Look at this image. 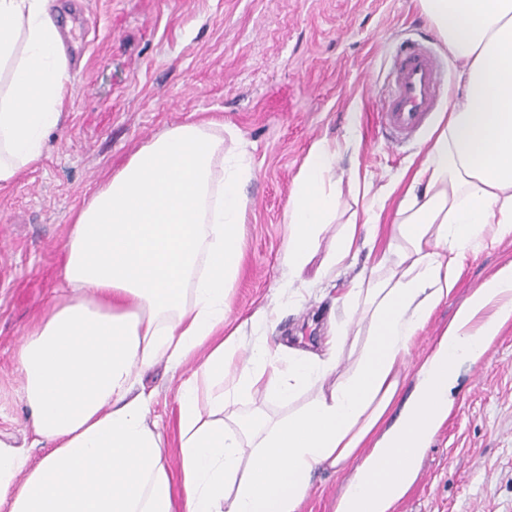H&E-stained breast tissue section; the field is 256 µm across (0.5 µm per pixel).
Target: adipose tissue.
I'll use <instances>...</instances> for the list:
<instances>
[{
  "instance_id": "ef3b65f1",
  "label": "adipose tissue",
  "mask_w": 512,
  "mask_h": 512,
  "mask_svg": "<svg viewBox=\"0 0 512 512\" xmlns=\"http://www.w3.org/2000/svg\"><path fill=\"white\" fill-rule=\"evenodd\" d=\"M464 82L434 127L418 169L398 176L400 243L343 297L368 319L353 368L334 358L254 344L237 366L239 330L225 331L239 275L253 177L236 132L217 121L172 125L138 147L72 217L64 245L68 296L27 328L17 351L30 447L0 434V512H300L320 468L355 471L335 512H390L411 487L425 448L448 417L461 361L481 357L512 318V261L475 288L418 370L415 392L389 414L400 367L419 330L458 285L466 254L512 240V0H419ZM69 72L50 0H0V187L40 162L64 111ZM316 141L286 211L285 294L330 282L359 228L379 223L388 195L356 185L352 214L320 267L311 261L336 219V160L358 144ZM180 369V459L171 470L137 391L159 361ZM285 418L228 416L252 393L289 403ZM43 449L32 460L30 448Z\"/></svg>"
}]
</instances>
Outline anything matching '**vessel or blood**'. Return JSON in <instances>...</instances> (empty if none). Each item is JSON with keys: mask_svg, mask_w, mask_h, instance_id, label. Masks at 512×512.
<instances>
[{"mask_svg": "<svg viewBox=\"0 0 512 512\" xmlns=\"http://www.w3.org/2000/svg\"><path fill=\"white\" fill-rule=\"evenodd\" d=\"M443 66L436 56L415 48L397 63L392 92L381 114L393 140L411 137L427 120L444 89Z\"/></svg>", "mask_w": 512, "mask_h": 512, "instance_id": "1", "label": "vessel or blood"}]
</instances>
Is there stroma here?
Returning a JSON list of instances; mask_svg holds the SVG:
<instances>
[{
	"label": "stroma",
	"mask_w": 512,
	"mask_h": 512,
	"mask_svg": "<svg viewBox=\"0 0 512 512\" xmlns=\"http://www.w3.org/2000/svg\"><path fill=\"white\" fill-rule=\"evenodd\" d=\"M69 74L62 120L42 161L0 188V430L24 436L28 408L14 354L32 320L65 282L62 244L72 214L131 153L166 127L222 120L248 151L253 177L243 226L242 270L225 325L240 328L241 358L256 334L258 310L277 315L269 343L322 352L331 328L358 324L361 311L341 304L351 280L369 274L374 252L396 234L382 222L375 244L358 242L345 273L326 292L302 300L282 295L285 213L311 145L343 141L357 125L360 142L337 169H358L385 186L424 157V141L459 70L423 16L418 0H53ZM418 42L448 63L447 94L417 133L390 145L377 118L399 45ZM340 213L311 261L319 266L362 200L343 183ZM512 260V242L467 254L457 288L414 338L400 380L407 401L430 345L470 293ZM153 392L168 447L177 442L178 375L158 363L142 376ZM453 404L418 464L415 482L391 512H512V319L480 360L459 363ZM353 466L317 471L302 512H334Z\"/></svg>",
	"instance_id": "obj_1"
}]
</instances>
